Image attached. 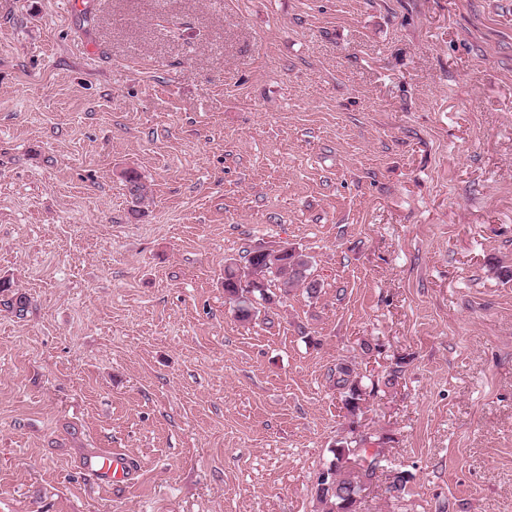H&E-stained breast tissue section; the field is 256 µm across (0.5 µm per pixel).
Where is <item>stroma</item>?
<instances>
[{
    "label": "stroma",
    "mask_w": 512,
    "mask_h": 512,
    "mask_svg": "<svg viewBox=\"0 0 512 512\" xmlns=\"http://www.w3.org/2000/svg\"><path fill=\"white\" fill-rule=\"evenodd\" d=\"M268 241L320 291L243 324L224 268ZM499 264L512 0H0V278L30 301L0 305V512H321L353 427L386 457L362 512H512ZM101 448L132 481L87 475ZM330 378H332L333 386L344 396V400H349L351 406L349 407V414L352 417L358 415L360 407L355 404V400L361 399L360 396L366 392L363 387V378L352 363L339 362L336 364L334 370H331ZM343 408L348 414V410L343 405ZM348 414V415H349Z\"/></svg>",
    "instance_id": "35a3bbf8"
}]
</instances>
